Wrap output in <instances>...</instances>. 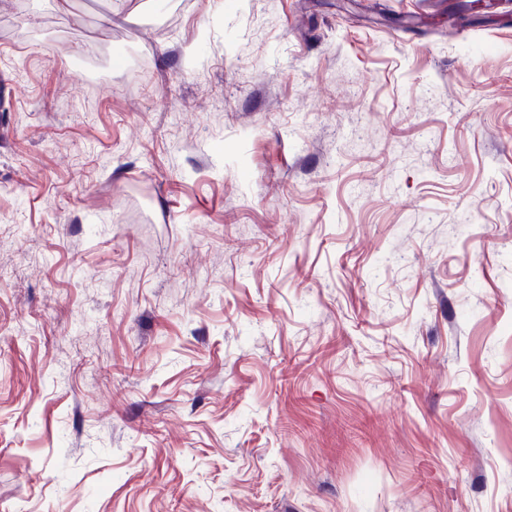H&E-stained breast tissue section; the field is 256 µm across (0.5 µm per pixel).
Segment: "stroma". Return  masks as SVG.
<instances>
[{
	"label": "stroma",
	"instance_id": "stroma-1",
	"mask_svg": "<svg viewBox=\"0 0 512 512\" xmlns=\"http://www.w3.org/2000/svg\"><path fill=\"white\" fill-rule=\"evenodd\" d=\"M0 512H512V0H0Z\"/></svg>",
	"mask_w": 512,
	"mask_h": 512
}]
</instances>
